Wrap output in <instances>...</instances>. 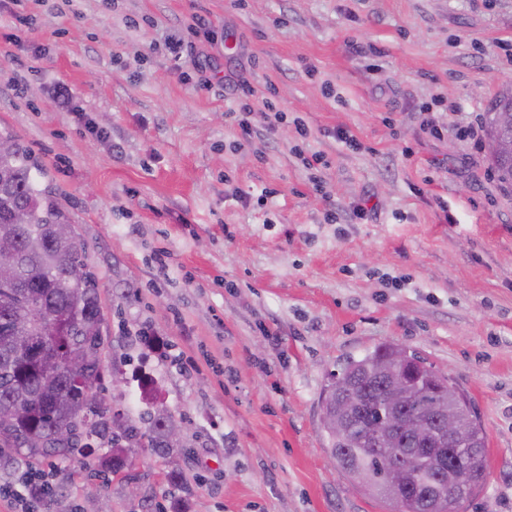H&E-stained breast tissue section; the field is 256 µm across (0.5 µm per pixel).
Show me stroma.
<instances>
[{
	"label": "stroma",
	"mask_w": 512,
	"mask_h": 512,
	"mask_svg": "<svg viewBox=\"0 0 512 512\" xmlns=\"http://www.w3.org/2000/svg\"><path fill=\"white\" fill-rule=\"evenodd\" d=\"M0 26L18 37L0 44V129L43 169L98 284L96 392L182 426L170 457L128 448L117 469L19 459L0 512H388L332 465L320 406L347 357L388 343L447 374L486 432L487 481L454 512H512V192L489 148L420 128L426 110L486 114L512 84V0H7ZM243 80L288 113L274 133L260 108L251 140L226 121ZM296 117L326 194L294 153ZM366 197L376 214L355 219ZM145 377L160 399L130 406ZM43 470L53 493L31 500Z\"/></svg>",
	"instance_id": "stroma-1"
}]
</instances>
